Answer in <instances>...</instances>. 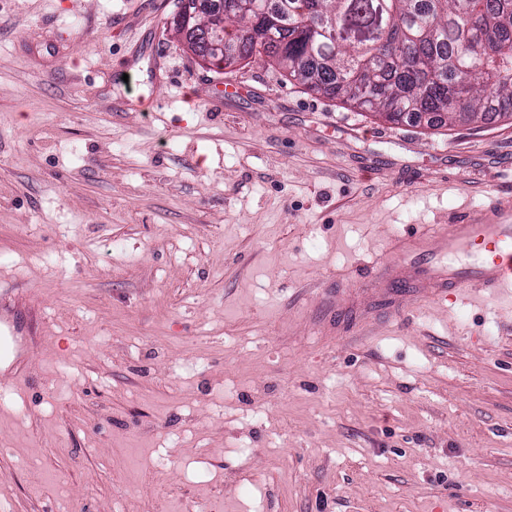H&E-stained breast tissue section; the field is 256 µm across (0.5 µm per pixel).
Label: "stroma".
<instances>
[{
  "mask_svg": "<svg viewBox=\"0 0 512 512\" xmlns=\"http://www.w3.org/2000/svg\"><path fill=\"white\" fill-rule=\"evenodd\" d=\"M176 10L0 0V512H512V300L367 289L512 122L228 76Z\"/></svg>",
  "mask_w": 512,
  "mask_h": 512,
  "instance_id": "35a3bbf8",
  "label": "stroma"
}]
</instances>
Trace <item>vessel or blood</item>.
Returning <instances> with one entry per match:
<instances>
[{
	"mask_svg": "<svg viewBox=\"0 0 512 512\" xmlns=\"http://www.w3.org/2000/svg\"><path fill=\"white\" fill-rule=\"evenodd\" d=\"M434 249L401 243L395 265L411 294L442 303L460 292L499 298L512 290V197L498 195L435 235Z\"/></svg>",
	"mask_w": 512,
	"mask_h": 512,
	"instance_id": "1",
	"label": "vessel or blood"
}]
</instances>
